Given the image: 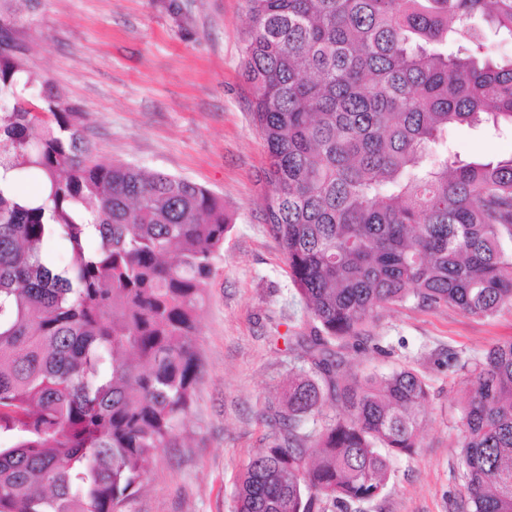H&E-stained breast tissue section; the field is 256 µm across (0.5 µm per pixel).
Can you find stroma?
Returning a JSON list of instances; mask_svg holds the SVG:
<instances>
[{
	"label": "stroma",
	"mask_w": 512,
	"mask_h": 512,
	"mask_svg": "<svg viewBox=\"0 0 512 512\" xmlns=\"http://www.w3.org/2000/svg\"><path fill=\"white\" fill-rule=\"evenodd\" d=\"M245 0H43L30 66L82 109L94 157L194 181L224 200L231 226L200 311L204 371L178 444L152 460L124 512H236L239 475L268 446L265 420L288 371L283 341L303 311L262 217L266 153L241 77ZM462 154L512 155V134L456 132ZM345 350L359 373L407 365L428 397L417 448L394 458L385 492L357 512H456L467 393L457 360L512 341V308L491 317L398 307Z\"/></svg>",
	"instance_id": "stroma-1"
}]
</instances>
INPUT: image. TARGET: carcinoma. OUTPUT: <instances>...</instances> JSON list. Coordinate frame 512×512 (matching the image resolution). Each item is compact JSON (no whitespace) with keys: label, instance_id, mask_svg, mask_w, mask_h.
Instances as JSON below:
<instances>
[{"label":"carcinoma","instance_id":"carcinoma-1","mask_svg":"<svg viewBox=\"0 0 512 512\" xmlns=\"http://www.w3.org/2000/svg\"><path fill=\"white\" fill-rule=\"evenodd\" d=\"M40 4L0 0V512H123L194 403L231 225L189 179L91 158L77 105L28 65ZM246 7L263 216L308 317L288 350L310 370L289 374L236 512H350L417 447L428 392L409 367L358 377L342 350L392 306H512V155L467 159L451 140L512 130V57L470 26L512 41V0ZM461 369L462 512H512V342ZM327 396L341 411L304 431Z\"/></svg>","mask_w":512,"mask_h":512}]
</instances>
